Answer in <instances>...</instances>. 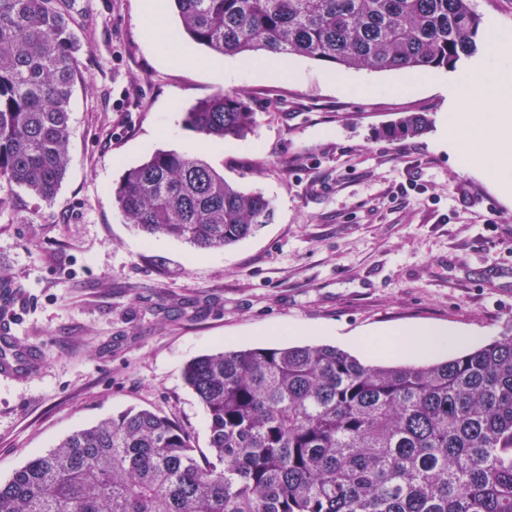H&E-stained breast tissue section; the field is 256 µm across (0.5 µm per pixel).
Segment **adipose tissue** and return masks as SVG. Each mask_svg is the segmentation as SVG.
Segmentation results:
<instances>
[{"label": "adipose tissue", "instance_id": "ef3b65f1", "mask_svg": "<svg viewBox=\"0 0 512 512\" xmlns=\"http://www.w3.org/2000/svg\"><path fill=\"white\" fill-rule=\"evenodd\" d=\"M146 31L160 57L178 56L190 62L194 56L165 27L162 0H146ZM485 36L498 47V55L486 65L457 80L441 123V135L462 168L491 176L494 190L512 202V32L488 20ZM463 344V337L438 326H404L356 338L368 354H385L422 360L448 343Z\"/></svg>", "mask_w": 512, "mask_h": 512}]
</instances>
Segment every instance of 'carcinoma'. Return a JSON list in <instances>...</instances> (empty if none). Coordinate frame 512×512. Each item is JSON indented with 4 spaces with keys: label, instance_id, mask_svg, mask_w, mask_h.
<instances>
[{
    "label": "carcinoma",
    "instance_id": "1",
    "mask_svg": "<svg viewBox=\"0 0 512 512\" xmlns=\"http://www.w3.org/2000/svg\"><path fill=\"white\" fill-rule=\"evenodd\" d=\"M61 0H0V182L52 199L69 163L80 42ZM212 53L345 69L455 70L482 46L472 0H174ZM256 123L248 96L185 113L203 138ZM406 113L379 136H421ZM127 223L200 250L273 218L202 159L156 150L114 190ZM209 454L148 409L73 432L0 481V512H512V331L456 357L372 363L331 345L221 349L186 364Z\"/></svg>",
    "mask_w": 512,
    "mask_h": 512
}]
</instances>
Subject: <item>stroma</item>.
<instances>
[{"mask_svg": "<svg viewBox=\"0 0 512 512\" xmlns=\"http://www.w3.org/2000/svg\"><path fill=\"white\" fill-rule=\"evenodd\" d=\"M143 0H77L82 50L72 90L69 166L52 200L0 182V317L25 356L0 376V480L74 430L148 408L209 446L205 411L183 382L221 347L327 344L405 325L444 326L464 353L512 323V204L440 145L459 71L415 88L395 71L337 70L290 57L263 71L228 56L220 83L197 63L162 61ZM347 84L335 86L330 75ZM243 91L256 127L225 151L184 114ZM408 112L432 125L406 141L377 128ZM158 149L190 153L274 208L270 224L223 249L147 238L113 195Z\"/></svg>", "mask_w": 512, "mask_h": 512, "instance_id": "obj_1", "label": "stroma"}]
</instances>
